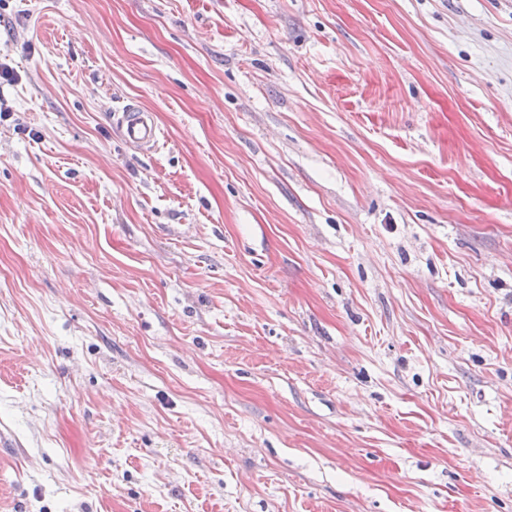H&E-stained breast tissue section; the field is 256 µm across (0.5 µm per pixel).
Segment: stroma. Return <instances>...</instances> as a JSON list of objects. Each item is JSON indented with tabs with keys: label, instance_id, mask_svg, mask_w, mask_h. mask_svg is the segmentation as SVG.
Returning <instances> with one entry per match:
<instances>
[{
	"label": "stroma",
	"instance_id": "obj_1",
	"mask_svg": "<svg viewBox=\"0 0 512 512\" xmlns=\"http://www.w3.org/2000/svg\"><path fill=\"white\" fill-rule=\"evenodd\" d=\"M1 66L0 512H512V0H0ZM123 135L127 141L144 150H150L158 143L160 128L153 115L138 106H131L120 118Z\"/></svg>",
	"mask_w": 512,
	"mask_h": 512
}]
</instances>
